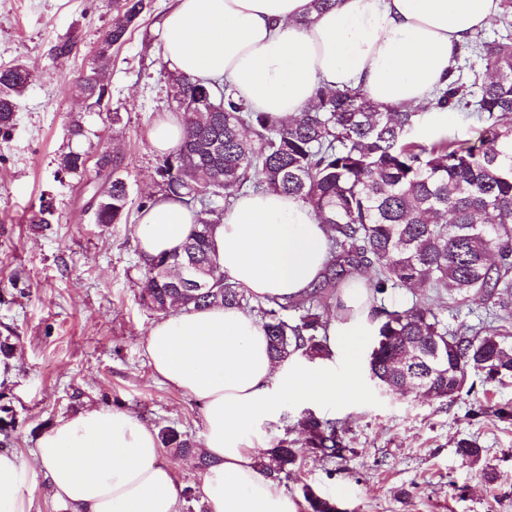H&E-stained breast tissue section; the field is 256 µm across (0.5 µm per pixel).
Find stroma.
Wrapping results in <instances>:
<instances>
[{
	"label": "stroma",
	"mask_w": 512,
	"mask_h": 512,
	"mask_svg": "<svg viewBox=\"0 0 512 512\" xmlns=\"http://www.w3.org/2000/svg\"><path fill=\"white\" fill-rule=\"evenodd\" d=\"M171 3L149 0L139 27L112 50L107 107L88 112L73 88L91 67L112 11L100 0H0V67L24 63L34 74L13 128L0 135V335L15 344L0 407L13 420L5 444L25 460L57 418L88 403L203 439L200 408L155 377L141 344L159 314L140 298L137 213L124 224L93 223L90 191L58 170L68 148L93 157L117 142L132 197L158 192L149 132L170 109L158 30ZM73 32L77 53L50 59V44ZM77 116L86 136L72 141L66 129ZM44 197L52 198L54 214L49 223H32ZM428 303L452 330L490 309L479 297L452 307L446 295L433 294ZM334 363L337 372L353 373L360 397L329 406L288 403L254 441L259 451L281 439L301 447L299 421L309 413L345 422L342 457L303 454L281 482L297 512H306L308 487L334 498L341 512H512V379L489 381L473 370L469 389L454 400H427L378 387L366 357L353 363L339 355ZM463 439L478 444L479 461L460 454ZM161 460L194 491L180 512H206L203 472L166 450Z\"/></svg>",
	"instance_id": "35a3bbf8"
}]
</instances>
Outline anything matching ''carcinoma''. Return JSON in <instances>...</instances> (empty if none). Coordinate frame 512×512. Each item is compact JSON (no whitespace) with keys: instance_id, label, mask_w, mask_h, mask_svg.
Here are the masks:
<instances>
[{"instance_id":"carcinoma-1","label":"carcinoma","mask_w":512,"mask_h":512,"mask_svg":"<svg viewBox=\"0 0 512 512\" xmlns=\"http://www.w3.org/2000/svg\"><path fill=\"white\" fill-rule=\"evenodd\" d=\"M147 0H112L116 17L100 42L97 59L112 57L139 26ZM76 37L53 44L65 59ZM463 49L478 54L488 77L470 101L466 84L448 86L416 109L388 110L358 88L316 92L301 118L257 112L226 84L167 71L168 98L180 116L184 137L159 159L161 195L194 209L198 225L181 251L144 261L141 300L166 314L175 306H235L258 318L271 355L284 361L300 354L313 361L331 356L329 318L335 288L364 272L372 295L389 288L412 290L411 305L380 310L368 372L379 386L403 395L453 400L470 369L487 379L512 378V39L486 41L477 33ZM33 80L22 64L0 68V132L15 121L18 99ZM109 80L91 68L74 86L89 111L106 106ZM472 109L480 127L473 139L441 135L425 145L415 140L423 111ZM88 154L60 155L58 171L83 176ZM118 145L101 150L95 168H108L109 185L94 209L96 224L128 221L132 198L121 174ZM274 191L300 198L332 231L322 279L304 296L280 303L253 298L224 277L212 250L214 224L234 198L248 191ZM198 266L207 287L178 288L173 268ZM455 303L482 297L499 309L495 323L448 331L430 308V294ZM298 316L290 318L288 312ZM308 452L340 456L345 424L309 415L300 422ZM163 447L206 470L213 461L194 442L170 427L159 430ZM300 459L298 449L279 440L257 456L259 467L281 479ZM308 512H337L336 501L304 491Z\"/></svg>"}]
</instances>
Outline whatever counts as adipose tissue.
<instances>
[{
	"mask_svg": "<svg viewBox=\"0 0 512 512\" xmlns=\"http://www.w3.org/2000/svg\"><path fill=\"white\" fill-rule=\"evenodd\" d=\"M501 0H173L160 28L168 69L220 79L255 109L299 117L317 89L358 87L387 108L426 103L448 81L459 47L488 27ZM197 216L157 198L138 218L139 253L181 247ZM225 276L258 299L298 297L329 258L328 231L301 199L277 192L239 196L213 235ZM329 344L357 358L374 327L364 288L344 287ZM156 378L201 408L208 512H296L294 501L256 464L252 438L278 422L284 403L319 405L358 396L354 377L303 357L276 362L260 321L236 307L180 308L142 339ZM48 479L70 512H179L182 487L160 461L156 431L134 415L87 405L57 419L31 463L0 450V512H30L27 465Z\"/></svg>",
	"mask_w": 512,
	"mask_h": 512,
	"instance_id": "ef3b65f1",
	"label": "adipose tissue"
}]
</instances>
